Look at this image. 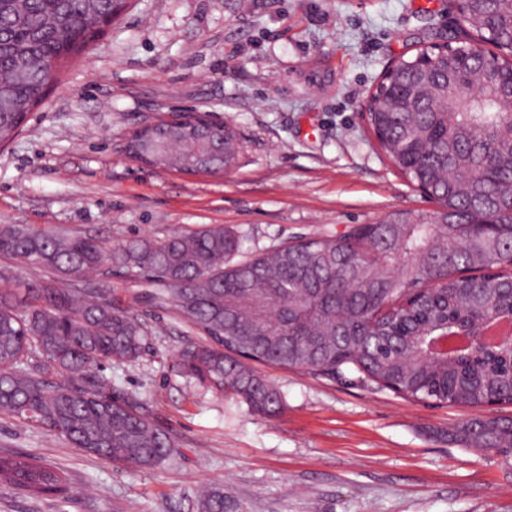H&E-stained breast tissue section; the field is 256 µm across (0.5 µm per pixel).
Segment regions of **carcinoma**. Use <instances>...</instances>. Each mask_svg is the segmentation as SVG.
<instances>
[{"label":"carcinoma","mask_w":512,"mask_h":512,"mask_svg":"<svg viewBox=\"0 0 512 512\" xmlns=\"http://www.w3.org/2000/svg\"><path fill=\"white\" fill-rule=\"evenodd\" d=\"M131 0H0V146L45 99L48 80L80 56ZM464 39L498 52L480 62L448 46L398 59L371 95L365 122L389 162L439 208L393 212L339 236L296 241L245 259L222 224L164 239L106 240L0 225V255L51 276L0 290V411L35 422L93 455L156 467L169 433L100 374L133 362L148 327L112 298L114 270L140 279L151 308L173 310L207 343L183 350L179 373L229 391L273 417L284 401L247 361L359 378L422 403L512 405V348L486 339L512 320V0H467ZM165 164L219 174L239 137L210 115L184 117ZM145 161L144 136L127 142ZM99 276L98 287L72 280ZM58 374L62 380L50 379ZM454 438L512 458V418L479 414ZM0 487L69 498L66 474L34 456L0 455ZM224 492L202 490L199 512H226Z\"/></svg>","instance_id":"obj_1"}]
</instances>
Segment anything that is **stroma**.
<instances>
[{
    "label": "stroma",
    "instance_id": "stroma-1",
    "mask_svg": "<svg viewBox=\"0 0 512 512\" xmlns=\"http://www.w3.org/2000/svg\"><path fill=\"white\" fill-rule=\"evenodd\" d=\"M459 29L448 0H134L0 149V224L115 245L223 224L252 252L431 209L376 149L360 106L390 62ZM185 112L235 127L229 173L185 175L126 152L143 124ZM139 289L129 274L112 279L116 302L151 331L146 348L103 373L170 433L175 460L112 463L0 412V454L64 470L74 490L0 488V512H199L204 484L229 512H512V464L448 437L476 409L260 364L285 408L257 414L175 372L202 337Z\"/></svg>",
    "mask_w": 512,
    "mask_h": 512
}]
</instances>
